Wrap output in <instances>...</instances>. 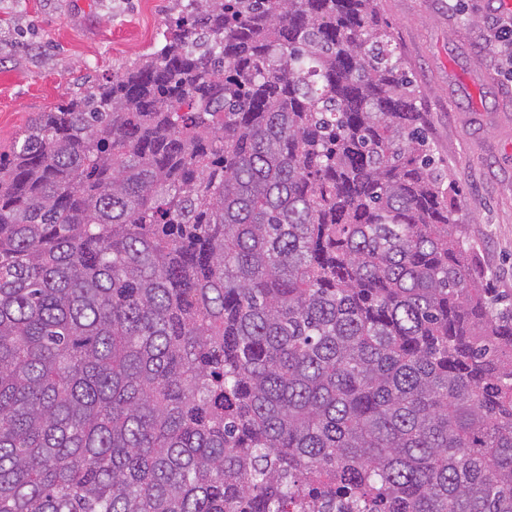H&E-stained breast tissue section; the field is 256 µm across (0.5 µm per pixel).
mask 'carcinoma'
Instances as JSON below:
<instances>
[{
  "instance_id": "obj_1",
  "label": "carcinoma",
  "mask_w": 512,
  "mask_h": 512,
  "mask_svg": "<svg viewBox=\"0 0 512 512\" xmlns=\"http://www.w3.org/2000/svg\"><path fill=\"white\" fill-rule=\"evenodd\" d=\"M378 0H188L0 153V512H512V300Z\"/></svg>"
}]
</instances>
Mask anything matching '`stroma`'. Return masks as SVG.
<instances>
[{"mask_svg": "<svg viewBox=\"0 0 512 512\" xmlns=\"http://www.w3.org/2000/svg\"><path fill=\"white\" fill-rule=\"evenodd\" d=\"M499 0H378L457 193L472 273L512 297V73ZM175 0H0V152L35 113L159 49Z\"/></svg>", "mask_w": 512, "mask_h": 512, "instance_id": "stroma-1", "label": "stroma"}]
</instances>
